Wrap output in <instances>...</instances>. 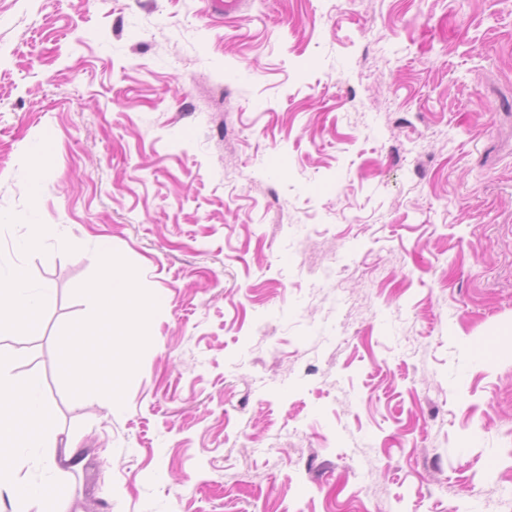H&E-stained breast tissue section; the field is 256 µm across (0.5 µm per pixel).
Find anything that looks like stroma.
Masks as SVG:
<instances>
[{"instance_id": "obj_1", "label": "stroma", "mask_w": 512, "mask_h": 512, "mask_svg": "<svg viewBox=\"0 0 512 512\" xmlns=\"http://www.w3.org/2000/svg\"><path fill=\"white\" fill-rule=\"evenodd\" d=\"M204 9L0 0V268L53 290L0 357L83 461L30 512H512V0ZM102 239L163 301L80 407Z\"/></svg>"}]
</instances>
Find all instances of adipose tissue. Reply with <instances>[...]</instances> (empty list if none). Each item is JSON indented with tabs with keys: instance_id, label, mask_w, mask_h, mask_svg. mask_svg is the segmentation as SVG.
Instances as JSON below:
<instances>
[{
	"instance_id": "ef3b65f1",
	"label": "adipose tissue",
	"mask_w": 512,
	"mask_h": 512,
	"mask_svg": "<svg viewBox=\"0 0 512 512\" xmlns=\"http://www.w3.org/2000/svg\"><path fill=\"white\" fill-rule=\"evenodd\" d=\"M52 294V289L33 283L21 269L0 274V326H8L17 336L37 335ZM40 388L38 375L19 382L0 363V492L9 494L13 512H28L44 493L40 484L20 478L19 447L51 448L58 435Z\"/></svg>"
}]
</instances>
